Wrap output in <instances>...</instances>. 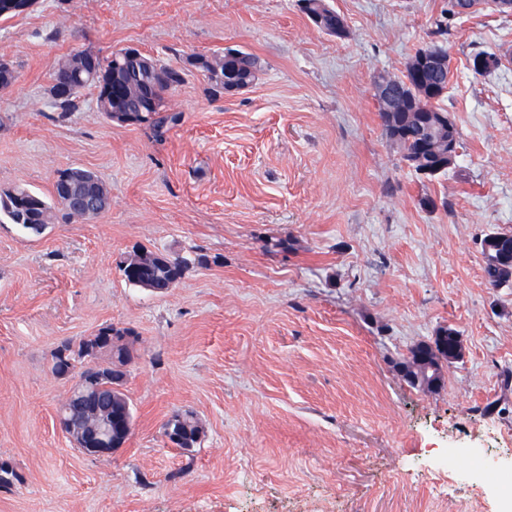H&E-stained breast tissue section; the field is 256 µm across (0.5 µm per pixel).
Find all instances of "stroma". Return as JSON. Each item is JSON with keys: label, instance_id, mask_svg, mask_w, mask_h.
Listing matches in <instances>:
<instances>
[{"label": "stroma", "instance_id": "1", "mask_svg": "<svg viewBox=\"0 0 512 512\" xmlns=\"http://www.w3.org/2000/svg\"><path fill=\"white\" fill-rule=\"evenodd\" d=\"M36 0L0 20V191L52 199L57 171H94L110 208L38 237L0 223V512H512V285L483 276L481 241L512 231V12L449 0ZM448 52L440 107L454 165L417 174L379 118L376 75ZM134 46L182 69L161 131L49 95L60 58ZM240 49L256 81L227 93L199 57ZM501 55L482 75L473 56ZM206 265L165 295L129 285L137 248ZM114 324L135 333L123 386L132 434L73 446L57 412L73 380L52 354ZM464 355L444 383L398 364L440 328ZM176 411L200 445L170 443ZM168 439L179 448H193L203 433V428L190 412H177L163 426ZM178 437V440L173 438Z\"/></svg>", "mask_w": 512, "mask_h": 512}]
</instances>
